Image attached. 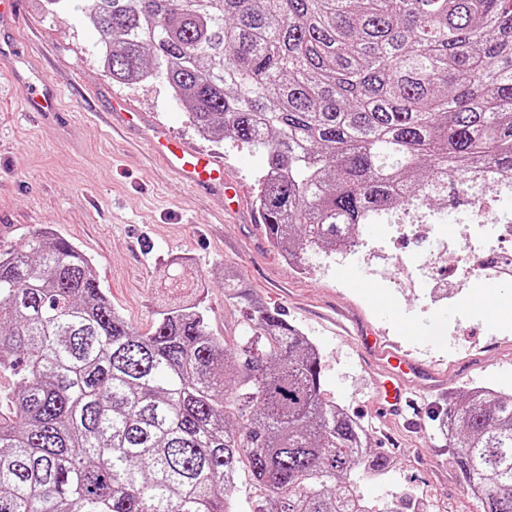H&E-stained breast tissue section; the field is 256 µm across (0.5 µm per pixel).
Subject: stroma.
I'll return each mask as SVG.
<instances>
[{
  "label": "stroma",
  "mask_w": 512,
  "mask_h": 512,
  "mask_svg": "<svg viewBox=\"0 0 512 512\" xmlns=\"http://www.w3.org/2000/svg\"><path fill=\"white\" fill-rule=\"evenodd\" d=\"M80 6L23 0L15 32L37 47L33 65L58 85L64 113L23 111L26 85L0 74V245L52 229L90 258L113 308L142 332L163 305L196 285L212 333L239 334L247 304L224 297V270L233 268L250 296L284 313L318 346L328 396L369 433L373 453L392 460L391 474L362 477L368 498L385 503L398 495L403 512H479L440 422L474 386L512 392V319L488 315L512 304V281L433 301L432 284L455 276L438 260L448 234L437 228L419 238L411 224L360 225L355 253L309 271L286 261L253 221L259 157L200 136L162 80L112 83ZM116 95L147 123L221 157L225 178L247 188L236 218L225 217L222 196L190 191L172 176L139 132L105 124L100 114ZM171 266L180 287L169 285ZM369 326L443 379L434 391L409 380L425 397L414 423L376 410L375 366L359 344Z\"/></svg>",
  "instance_id": "obj_1"
}]
</instances>
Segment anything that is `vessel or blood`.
I'll return each mask as SVG.
<instances>
[{"mask_svg":"<svg viewBox=\"0 0 512 512\" xmlns=\"http://www.w3.org/2000/svg\"><path fill=\"white\" fill-rule=\"evenodd\" d=\"M57 97L58 92L53 84L41 82L33 87L25 102V109L29 112L56 111ZM147 142L184 184L197 190L221 192L230 199L240 194V187L227 181L223 167L212 155L188 148L173 138L166 128L152 127ZM362 345L378 368L374 377L376 406L384 416H401L412 404L405 395L403 377L419 376L425 378L429 387H439L437 373L423 362L403 354L397 344L369 332L365 334Z\"/></svg>","mask_w":512,"mask_h":512,"instance_id":"vessel-or-blood-1","label":"vessel or blood"}]
</instances>
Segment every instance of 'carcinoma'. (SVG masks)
<instances>
[{
  "mask_svg": "<svg viewBox=\"0 0 512 512\" xmlns=\"http://www.w3.org/2000/svg\"><path fill=\"white\" fill-rule=\"evenodd\" d=\"M119 84L162 78L203 137L259 155L267 238L311 264L360 224H443L448 186L512 193V0H83ZM248 303L141 333L89 260L39 234L0 248V512H394L357 475L387 462L325 396L320 353ZM448 447L483 512H512V393L468 390Z\"/></svg>",
  "mask_w": 512,
  "mask_h": 512,
  "instance_id": "1",
  "label": "carcinoma"
}]
</instances>
